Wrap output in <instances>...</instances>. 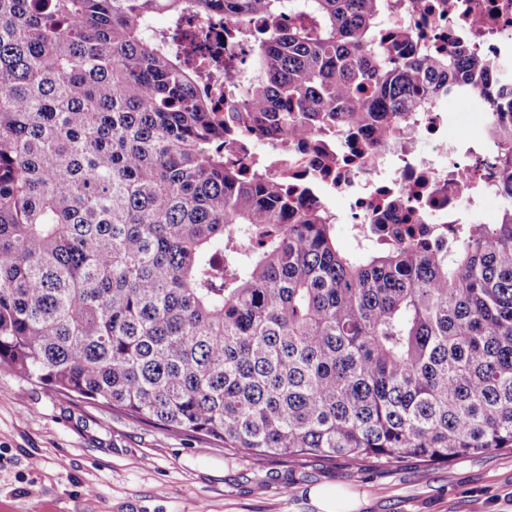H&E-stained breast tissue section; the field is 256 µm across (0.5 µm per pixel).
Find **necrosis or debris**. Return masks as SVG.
Wrapping results in <instances>:
<instances>
[{"instance_id": "obj_1", "label": "necrosis or debris", "mask_w": 512, "mask_h": 512, "mask_svg": "<svg viewBox=\"0 0 512 512\" xmlns=\"http://www.w3.org/2000/svg\"><path fill=\"white\" fill-rule=\"evenodd\" d=\"M396 18L418 40L445 54L465 47L491 59L502 79L512 78V0H399ZM206 37L207 54L219 58L209 67L200 89L211 93L224 85V59L239 53L231 26L220 16L195 21ZM496 149L483 132L467 142L448 136V103L407 112L395 134L371 139L366 131L330 130L284 143L249 131L228 153L232 164L266 182H294L306 205L335 213L337 199H347L349 233L370 238L376 219L387 228L446 236L457 224H469L485 202L499 200L492 177Z\"/></svg>"}]
</instances>
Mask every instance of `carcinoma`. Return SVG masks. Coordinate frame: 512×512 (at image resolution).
Masks as SVG:
<instances>
[{"label":"carcinoma","mask_w":512,"mask_h":512,"mask_svg":"<svg viewBox=\"0 0 512 512\" xmlns=\"http://www.w3.org/2000/svg\"><path fill=\"white\" fill-rule=\"evenodd\" d=\"M396 2L0 0V364L257 457L512 450V84L485 127L500 221L446 242L343 253L325 211L224 164L232 127L383 140L485 93L489 60L383 35ZM220 11L248 48L222 118L178 38Z\"/></svg>","instance_id":"1"}]
</instances>
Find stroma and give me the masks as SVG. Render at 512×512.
<instances>
[{
  "label": "stroma",
  "mask_w": 512,
  "mask_h": 512,
  "mask_svg": "<svg viewBox=\"0 0 512 512\" xmlns=\"http://www.w3.org/2000/svg\"><path fill=\"white\" fill-rule=\"evenodd\" d=\"M336 484L361 512H512V451L426 465L257 458L23 379L0 364V512H317Z\"/></svg>",
  "instance_id": "obj_1"
}]
</instances>
